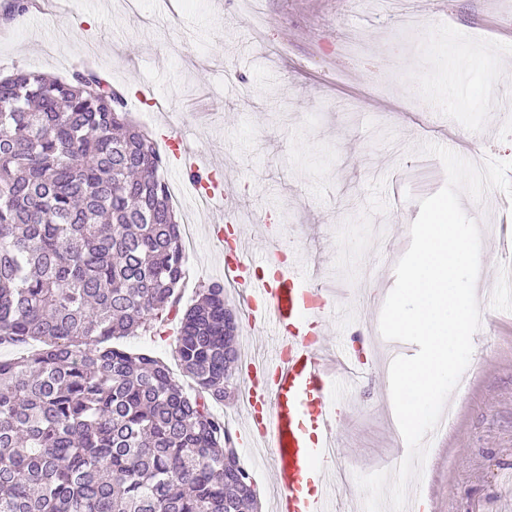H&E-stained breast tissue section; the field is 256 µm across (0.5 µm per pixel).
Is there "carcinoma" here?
I'll list each match as a JSON object with an SVG mask.
<instances>
[{
	"mask_svg": "<svg viewBox=\"0 0 512 512\" xmlns=\"http://www.w3.org/2000/svg\"><path fill=\"white\" fill-rule=\"evenodd\" d=\"M157 142L102 75L0 79V512H256L224 417V286L186 309ZM177 322L168 365L112 340Z\"/></svg>",
	"mask_w": 512,
	"mask_h": 512,
	"instance_id": "carcinoma-1",
	"label": "carcinoma"
}]
</instances>
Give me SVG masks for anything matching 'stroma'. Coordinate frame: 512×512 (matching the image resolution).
Returning <instances> with one entry per match:
<instances>
[{"instance_id": "stroma-1", "label": "stroma", "mask_w": 512, "mask_h": 512, "mask_svg": "<svg viewBox=\"0 0 512 512\" xmlns=\"http://www.w3.org/2000/svg\"><path fill=\"white\" fill-rule=\"evenodd\" d=\"M419 28L387 19L381 0H55L0 23V76L26 69L65 78L83 64L126 93L134 122L157 136L164 178L181 189L179 218L195 225L183 304L224 283L210 226H278V245L304 262L335 309L324 324L330 352L352 374L338 384L336 435L343 483L381 470L406 442L386 423L388 369L415 344L372 334L410 243L420 199L446 184L426 143L465 159L512 161V0H419ZM389 60L371 78L352 66ZM427 80L440 109L403 93ZM480 134L468 149L471 134ZM221 164L223 204L197 208L195 190L174 172L170 142ZM482 231L481 324L464 383L445 410L450 421L428 448L421 482L426 512H512V292L499 291L501 240L512 237V199L464 198ZM176 324L122 346L163 359L186 389L174 355Z\"/></svg>"}]
</instances>
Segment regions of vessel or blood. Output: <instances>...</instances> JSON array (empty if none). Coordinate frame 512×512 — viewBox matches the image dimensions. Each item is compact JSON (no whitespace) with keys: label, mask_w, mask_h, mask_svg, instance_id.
<instances>
[{"label":"vessel or blood","mask_w":512,"mask_h":512,"mask_svg":"<svg viewBox=\"0 0 512 512\" xmlns=\"http://www.w3.org/2000/svg\"><path fill=\"white\" fill-rule=\"evenodd\" d=\"M232 244L224 270L240 285L249 320L277 337L270 353L250 364L244 377L248 437L269 452L274 512H333L335 497L326 477L336 455L339 402L333 388L343 363L315 338L334 302L296 262L273 278L253 277V269L277 262L276 241H269L261 255L247 247L243 235ZM314 473L324 475V482L303 493Z\"/></svg>","instance_id":"vessel-or-blood-1"}]
</instances>
